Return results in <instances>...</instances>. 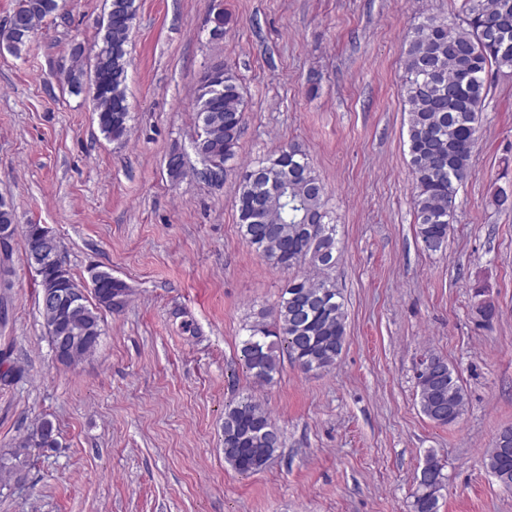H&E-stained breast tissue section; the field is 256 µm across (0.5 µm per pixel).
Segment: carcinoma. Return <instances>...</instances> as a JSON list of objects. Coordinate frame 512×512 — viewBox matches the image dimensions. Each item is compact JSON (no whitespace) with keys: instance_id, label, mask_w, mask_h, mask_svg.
Returning a JSON list of instances; mask_svg holds the SVG:
<instances>
[{"instance_id":"obj_1","label":"carcinoma","mask_w":512,"mask_h":512,"mask_svg":"<svg viewBox=\"0 0 512 512\" xmlns=\"http://www.w3.org/2000/svg\"><path fill=\"white\" fill-rule=\"evenodd\" d=\"M512 0H463L462 13L453 17L427 16L412 25L406 39L402 94L407 112V147L410 156L417 236L427 251L443 249L459 187L470 175V160L479 139L488 96L491 69L512 70ZM109 22L100 25L96 47L112 50L93 58L84 68V49H72V64L62 71L71 93H89L100 132L121 142L130 131L127 46L136 20L135 0H111ZM59 10V0H18L0 27V49L19 57L46 18ZM222 79L210 88L202 73L191 107L201 123L195 153L205 154L216 168L237 156L245 121L239 77L219 65ZM238 224L247 244L263 259L280 268L302 269L288 279L275 310L262 312L244 328L239 360L257 382L269 383L280 371L281 354L302 370L327 371L340 358L346 336L343 295L330 276L341 253L338 225L326 207L325 185L308 154L289 144L255 161L242 171L237 196ZM22 231L26 248L35 243L39 224H16L10 206L0 199V226ZM95 304L82 297L73 309L51 317L41 310L47 334L77 336L85 344L73 362L91 357L103 335L104 301L129 286L110 278L92 286ZM434 369L416 368L419 405L432 422L452 425L462 417L466 399L459 372L441 355ZM23 378L21 368L0 358V385ZM53 425L43 421L19 449L0 455V476L22 468V451L53 448ZM282 446L279 428L268 412L246 395L224 408V458L241 474L263 470ZM484 464L497 481L512 488V427L496 437ZM445 481L440 460L425 456L415 478L413 512H439Z\"/></svg>"}]
</instances>
